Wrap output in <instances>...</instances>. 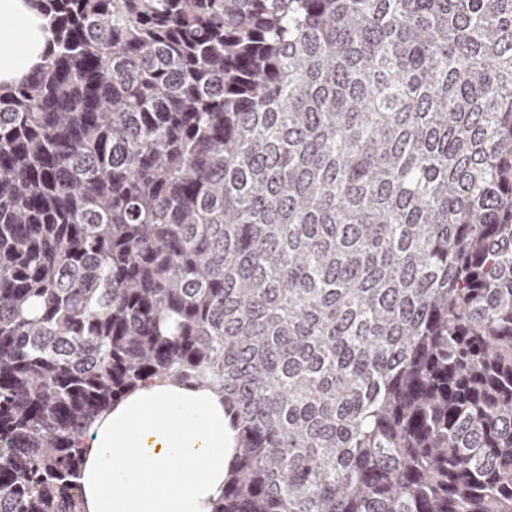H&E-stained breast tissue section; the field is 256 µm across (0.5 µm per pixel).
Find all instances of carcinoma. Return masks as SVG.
Listing matches in <instances>:
<instances>
[{
  "label": "carcinoma",
  "mask_w": 512,
  "mask_h": 512,
  "mask_svg": "<svg viewBox=\"0 0 512 512\" xmlns=\"http://www.w3.org/2000/svg\"><path fill=\"white\" fill-rule=\"evenodd\" d=\"M0 90V512L210 385L214 512H512V0H43Z\"/></svg>",
  "instance_id": "obj_1"
}]
</instances>
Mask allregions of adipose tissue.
I'll use <instances>...</instances> for the list:
<instances>
[{
  "mask_svg": "<svg viewBox=\"0 0 512 512\" xmlns=\"http://www.w3.org/2000/svg\"><path fill=\"white\" fill-rule=\"evenodd\" d=\"M51 35L38 0H0V85L44 61ZM237 432L208 385H138L92 422L77 484L83 512H212Z\"/></svg>",
  "mask_w": 512,
  "mask_h": 512,
  "instance_id": "1",
  "label": "adipose tissue"
}]
</instances>
